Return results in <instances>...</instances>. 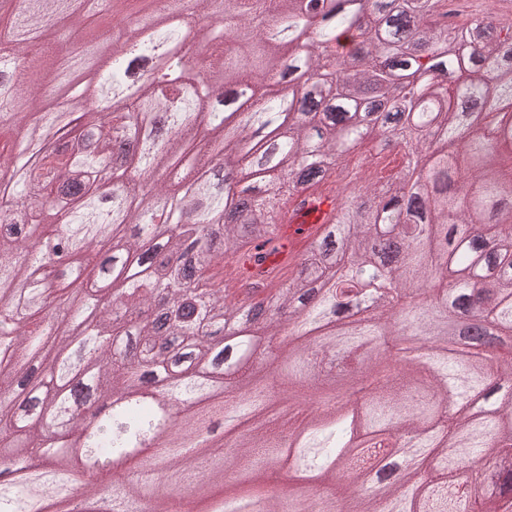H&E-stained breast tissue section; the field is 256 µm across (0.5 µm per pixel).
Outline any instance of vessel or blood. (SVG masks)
I'll return each instance as SVG.
<instances>
[{
	"instance_id": "b4317fda",
	"label": "vessel or blood",
	"mask_w": 512,
	"mask_h": 512,
	"mask_svg": "<svg viewBox=\"0 0 512 512\" xmlns=\"http://www.w3.org/2000/svg\"><path fill=\"white\" fill-rule=\"evenodd\" d=\"M330 218L327 203L307 217L288 218L278 236L254 242L242 257L230 259L229 265L245 287L271 288L295 268L305 247L324 232Z\"/></svg>"
}]
</instances>
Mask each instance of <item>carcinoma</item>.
<instances>
[{
  "label": "carcinoma",
  "instance_id": "cac0c4a2",
  "mask_svg": "<svg viewBox=\"0 0 512 512\" xmlns=\"http://www.w3.org/2000/svg\"><path fill=\"white\" fill-rule=\"evenodd\" d=\"M27 26L73 119L68 130L41 78L21 69L26 47L0 46V512H68L78 483L72 449L87 462L128 455L159 428L155 402L133 398L87 429L65 386L72 343H90L99 396L162 377L175 403L205 418L229 403L243 419L227 462L169 442L127 486L84 484L85 512L184 494L199 512H291L254 491L296 456L318 483L317 512H500L512 503V0L471 13L448 0H152L151 33L118 31L112 60L92 70L73 55L93 13L82 0H31ZM162 51L164 84L127 93L124 65ZM288 97L268 92L286 77ZM467 81L454 97L448 81ZM38 118L15 112L18 100ZM375 143V185L336 184L338 161ZM331 186L329 229L312 242L268 308L239 300L224 259L276 234L284 209ZM67 243L73 260L54 270ZM395 266L390 306L358 320L342 311L376 262ZM63 304L35 320L49 298ZM250 311L234 341L241 356L216 371L232 310ZM488 319L486 360L448 347V324ZM291 336L277 350L278 382L294 398L324 395L305 432L284 443L261 431L273 401L250 344ZM507 392L486 412L475 394ZM426 452L381 492L353 496L394 434ZM475 459L459 483L448 449ZM54 468L33 471L32 454Z\"/></svg>",
  "mask_w": 512,
  "mask_h": 512
}]
</instances>
